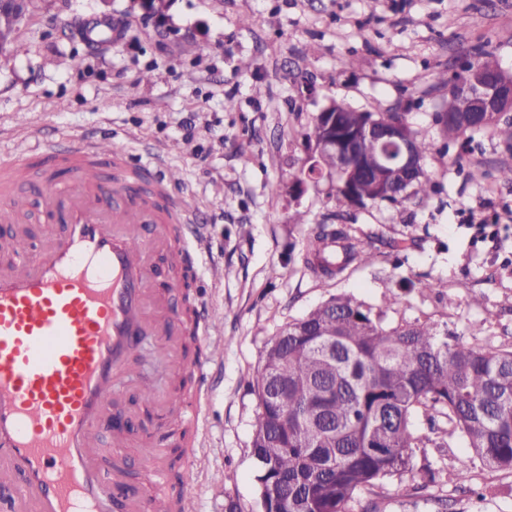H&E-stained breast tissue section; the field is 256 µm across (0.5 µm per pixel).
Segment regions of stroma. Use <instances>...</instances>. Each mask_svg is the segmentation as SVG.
I'll use <instances>...</instances> for the list:
<instances>
[{
	"instance_id": "35a3bbf8",
	"label": "stroma",
	"mask_w": 512,
	"mask_h": 512,
	"mask_svg": "<svg viewBox=\"0 0 512 512\" xmlns=\"http://www.w3.org/2000/svg\"><path fill=\"white\" fill-rule=\"evenodd\" d=\"M106 8L101 0H33L18 31L27 52H0V159L33 125L64 147L109 136L133 162L158 159L178 171L174 191L195 216L184 241L199 249L202 268L224 266L219 284L202 268L194 273L197 312L220 313L224 336L223 355L186 396L201 407L191 428L200 444L195 512H259L254 383L286 323L339 294L376 307L394 293L390 323L429 319L461 334L480 323L481 344L512 338V216L492 237L470 219L512 207V183L498 174L512 166V148L488 132L448 138L433 120L440 78L457 72L472 48L488 46L512 73V0H171L165 38L129 0H112L122 37L104 47L62 26ZM201 41L210 46L202 56L194 49ZM228 98L236 103L230 112ZM333 100L406 113L433 145L423 161L432 191L350 210L325 180L298 197L272 194V182L289 183L304 166V135ZM476 165L486 173L479 182L468 176ZM298 210L307 224H294ZM319 224L352 225L372 244L375 263L337 278L313 274L304 246ZM419 277L432 292L405 293ZM467 453L460 442L444 452L415 449L408 471L375 491L391 500V512H432L436 496L454 501L456 512H512V473L479 465L472 482L487 488L485 498L452 481L417 491L427 468L454 466Z\"/></svg>"
}]
</instances>
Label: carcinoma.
I'll list each match as a JSON object with an SVG mask.
<instances>
[{
  "instance_id": "cac0c4a2",
  "label": "carcinoma",
  "mask_w": 512,
  "mask_h": 512,
  "mask_svg": "<svg viewBox=\"0 0 512 512\" xmlns=\"http://www.w3.org/2000/svg\"><path fill=\"white\" fill-rule=\"evenodd\" d=\"M28 8L6 17L0 50L24 53L15 33ZM496 68L479 46L469 69L440 86L443 111L435 113L450 137L484 131L512 144V119L478 114L455 121L463 94L484 84ZM336 130L361 134L369 124H394L420 155L433 144L411 128L403 112H360L336 104ZM378 145L356 144L344 167L320 154L331 174L337 203L350 209L366 202H399L425 196L430 179L408 181L400 171L373 164ZM372 245L355 242L349 224H320L306 239L305 263L317 275L339 276L353 263L371 265ZM397 297L367 306L337 295L280 329L266 350L255 384L258 412L251 440L259 463L262 512H351V504L385 478L407 471L413 449L448 448L462 439L474 457L457 459L453 477L472 480L475 462L512 472V345H478L431 321L391 325L387 312Z\"/></svg>"
}]
</instances>
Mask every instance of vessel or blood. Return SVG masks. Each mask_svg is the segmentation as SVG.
<instances>
[{
	"instance_id": "obj_1",
	"label": "vessel or blood",
	"mask_w": 512,
	"mask_h": 512,
	"mask_svg": "<svg viewBox=\"0 0 512 512\" xmlns=\"http://www.w3.org/2000/svg\"><path fill=\"white\" fill-rule=\"evenodd\" d=\"M33 144L0 161V224H21L37 186L42 216L60 231L30 254L23 235L0 237V492L13 512H166L160 443L141 441L140 475L152 493L114 502L127 476V432L109 428L110 401L137 346L159 335L179 340L175 312L150 307L163 249L188 260L176 239L190 223L186 202L165 180L139 190L144 169L107 138L63 150L33 132ZM215 315L192 331L211 356L224 342ZM167 430L197 421L170 405ZM112 455L102 459L103 441Z\"/></svg>"
}]
</instances>
